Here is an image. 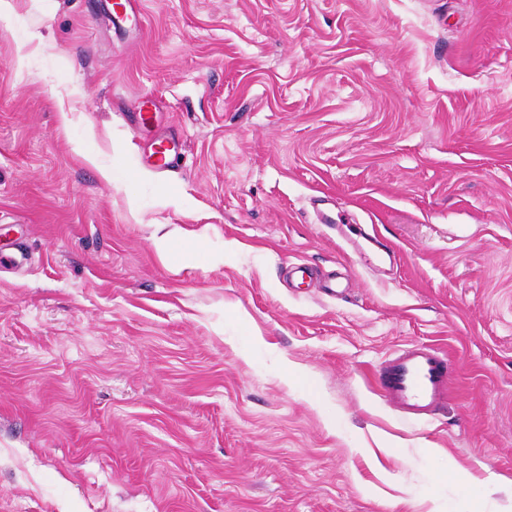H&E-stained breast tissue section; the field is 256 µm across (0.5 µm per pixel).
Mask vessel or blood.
I'll return each instance as SVG.
<instances>
[{
    "instance_id": "obj_1",
    "label": "vessel or blood",
    "mask_w": 512,
    "mask_h": 512,
    "mask_svg": "<svg viewBox=\"0 0 512 512\" xmlns=\"http://www.w3.org/2000/svg\"><path fill=\"white\" fill-rule=\"evenodd\" d=\"M117 30L138 29L140 13L133 0H114L109 13ZM149 100H140L131 126L146 141L144 160L156 174L170 172L179 157L180 140L164 130L158 113L149 109ZM375 384L383 401L405 416L430 419L442 411L452 392L450 357L443 350L425 344L402 348L383 360Z\"/></svg>"
}]
</instances>
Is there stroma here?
Segmentation results:
<instances>
[{"instance_id": "obj_1", "label": "stroma", "mask_w": 512, "mask_h": 512, "mask_svg": "<svg viewBox=\"0 0 512 512\" xmlns=\"http://www.w3.org/2000/svg\"><path fill=\"white\" fill-rule=\"evenodd\" d=\"M138 7L0 21V512H512V0ZM408 344L437 418L376 391ZM109 16L115 30H139L140 12L135 9L133 0H114ZM156 104L151 99H142L132 113L131 127L144 136L146 149L144 160L156 174L166 176L179 157L180 139L175 133L161 128L158 112H149ZM375 384L394 411L433 418L446 407L452 392L450 357L432 345H409L380 363Z\"/></svg>"}]
</instances>
